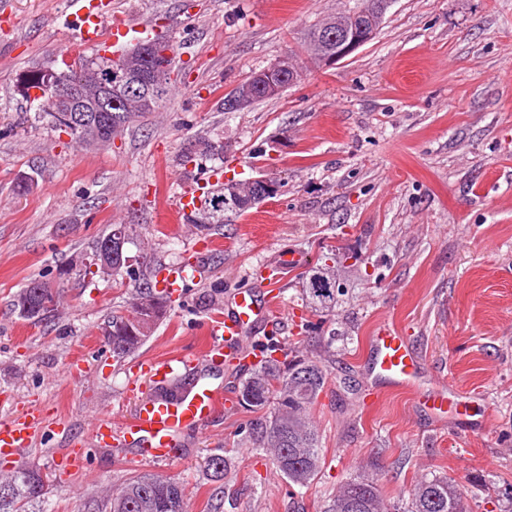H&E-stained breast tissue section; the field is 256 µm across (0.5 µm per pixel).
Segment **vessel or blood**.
Returning <instances> with one entry per match:
<instances>
[{"instance_id": "vessel-or-blood-1", "label": "vessel or blood", "mask_w": 512, "mask_h": 512, "mask_svg": "<svg viewBox=\"0 0 512 512\" xmlns=\"http://www.w3.org/2000/svg\"><path fill=\"white\" fill-rule=\"evenodd\" d=\"M69 7L72 23L84 43H97L105 22L112 29L114 42L127 39L132 32L124 16L109 10L103 0H69ZM233 300L223 318L210 322L209 341L203 352L150 359L141 364V372L162 382L178 368L211 362L227 351H243L242 336L248 329L268 320L277 302L272 298L257 300L247 290L237 292ZM372 346L375 351L372 373L378 382L396 389L418 388L420 364L403 336L392 328L382 327L373 336ZM223 406V393L201 377L185 397L171 402L146 401L131 420L116 421L111 413H104L93 429V438L100 445L138 448L142 458L152 462H171L177 457L176 433L203 430ZM37 425L34 417L1 424L0 455H12L28 447Z\"/></svg>"}]
</instances>
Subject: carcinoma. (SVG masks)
Segmentation results:
<instances>
[{"mask_svg": "<svg viewBox=\"0 0 512 512\" xmlns=\"http://www.w3.org/2000/svg\"><path fill=\"white\" fill-rule=\"evenodd\" d=\"M383 0H364L353 11L368 12V20L375 28L382 25L387 8ZM342 14L331 15L313 24L307 33L306 48L320 62L328 60L326 53L339 55L327 36L328 31L340 32ZM29 109L51 118L59 132L63 123L59 114L49 111L45 96L31 91H45L43 67L24 70L17 78L16 88ZM154 103L132 112L112 113V122L127 127L133 120L153 112L169 100L170 82L159 86ZM188 223L200 231H220L224 228V211L210 209L203 214L198 210L187 216ZM156 267L149 274L138 272L132 281L138 283L128 313L114 315L103 327V335L114 357L124 359L135 353L170 312L173 300L166 291L158 290ZM34 288L23 287L11 299L14 313L23 320L37 319L50 322L59 318L63 306L62 289L49 292L50 279L32 280ZM302 301L311 312L329 313L336 306L338 288H323L319 280L298 277ZM26 295L30 313L21 312V295ZM55 295L53 307L42 308L47 296ZM255 350L263 357V364L250 377L239 383L238 403L255 414L238 431V443L260 455L271 457L275 468L288 483L290 492L307 489L316 481L324 465L321 436L312 420L311 410L329 384L330 373L320 360L299 349L288 347L272 332L254 341ZM190 386L184 378H176L162 387L158 397L174 400ZM229 458L214 454L207 458L206 469L211 480L223 479ZM49 479V474L29 465H16L11 471L0 470V512H30L45 499L46 489L37 488L36 481ZM106 512H189L186 488L177 479L158 474L135 475L116 491L107 495ZM321 512H388L385 507L379 479L374 474L358 475L343 482L325 501ZM403 512H466L465 491L456 481L446 476L425 477L417 481L408 495Z\"/></svg>", "mask_w": 512, "mask_h": 512, "instance_id": "carcinoma-1", "label": "carcinoma"}]
</instances>
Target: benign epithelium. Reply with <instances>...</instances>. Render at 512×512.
Instances as JSON below:
<instances>
[{
  "instance_id": "obj_1",
  "label": "benign epithelium",
  "mask_w": 512,
  "mask_h": 512,
  "mask_svg": "<svg viewBox=\"0 0 512 512\" xmlns=\"http://www.w3.org/2000/svg\"><path fill=\"white\" fill-rule=\"evenodd\" d=\"M146 52L125 49L104 54L95 84L89 85L84 79H72L51 68L45 69L46 95L51 104L50 111L63 112V121L78 125L92 136L118 137L117 131L108 127L105 113L112 107L136 101L139 104H152L156 100V83L140 77V58ZM294 72V60L288 55L276 59L264 70L258 72L238 87L236 94L224 99V110L235 112L251 107L259 95L275 96L283 91L280 80ZM279 192L277 182L270 176L249 178L245 182L232 180L224 184V211L237 210L243 202L254 198L265 201ZM125 229L117 227L111 233V240L101 250L90 253L83 259V265L94 271L108 274L124 271L133 274L137 271V259L118 257L112 253V242L123 244Z\"/></svg>"
}]
</instances>
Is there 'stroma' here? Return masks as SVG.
I'll return each mask as SVG.
<instances>
[{
    "label": "stroma",
    "instance_id": "stroma-1",
    "mask_svg": "<svg viewBox=\"0 0 512 512\" xmlns=\"http://www.w3.org/2000/svg\"><path fill=\"white\" fill-rule=\"evenodd\" d=\"M357 0H112L132 25L176 42V85L165 106L138 118L112 147L87 149L30 111L16 91L22 71L56 61L77 43L68 0H12L0 22V423L37 416L31 445L9 456L49 473L47 512H101L105 491L162 474L187 486L192 512H319L353 471L378 461L389 497L423 476L467 490L469 512H512V0H392L376 36L331 66L303 48L321 17ZM289 54L298 80L278 96L228 112L238 84ZM223 145L224 175L281 179L279 194L203 236L176 212L178 195L211 178L212 160L182 164L201 140ZM33 186L16 187L20 174ZM113 224L135 225L127 245L142 263L185 275L173 307L134 356L113 357L105 319L135 294L126 277L62 279L64 310L33 325L12 314L13 294L58 276ZM359 255L338 269L336 312L314 336L336 332L322 353L331 374L313 412L326 465L309 488L289 492L269 458L237 445L249 419L236 406L245 369L210 374L223 411L180 437L170 463L97 447L104 412L131 419L156 388L138 361L204 347L205 321L232 294L267 293L260 265L302 255L285 271L278 309L248 334L271 331L308 348L297 274L320 253ZM59 277V276H58ZM400 329L419 356V392H376L370 338ZM449 384L467 408L440 417L426 404ZM84 451L70 465V451ZM230 450L222 484L206 458Z\"/></svg>",
    "mask_w": 512,
    "mask_h": 512
}]
</instances>
